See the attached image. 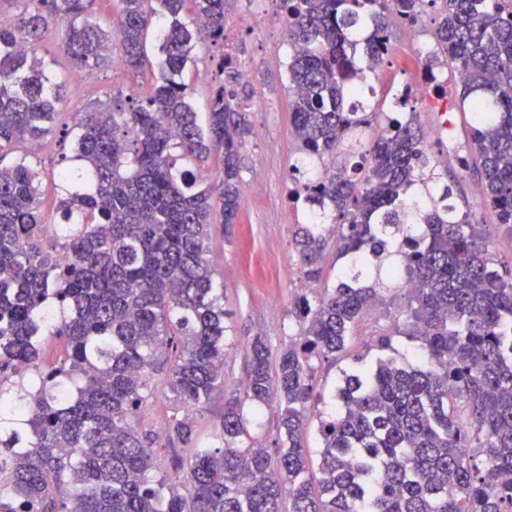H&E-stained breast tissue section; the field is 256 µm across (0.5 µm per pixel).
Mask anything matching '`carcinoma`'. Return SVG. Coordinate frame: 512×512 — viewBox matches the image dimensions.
<instances>
[{
    "label": "carcinoma",
    "instance_id": "carcinoma-1",
    "mask_svg": "<svg viewBox=\"0 0 512 512\" xmlns=\"http://www.w3.org/2000/svg\"><path fill=\"white\" fill-rule=\"evenodd\" d=\"M20 2L16 23L0 26V512H512V272L440 183L417 113L389 117L361 99L389 53L391 16L413 21L423 0H281L294 200L316 215L296 225L294 254L312 283L331 243L343 264L333 287L295 300L298 331L276 361L264 337L247 341L220 447L196 436L197 413L224 390L228 332L208 241L215 215L238 216L252 127L222 85L201 127L182 74L197 45L224 41V0H116L111 33L92 19L95 0ZM430 2L441 13L425 65L463 74L457 105L476 155L460 166H476L482 199L512 233V9ZM58 27L71 70L108 59L115 36L127 69L152 80L143 99L74 113L59 178L83 189L60 201L64 232L48 245L38 163L1 162L57 125L62 85L35 46ZM369 129L359 159L339 153ZM175 149L186 161L219 154V182L200 187ZM314 159L334 174L307 179ZM403 278L413 288L396 333L419 341L425 365L387 357L343 373L336 412L319 421L315 478L302 444L321 402L313 360L343 358L363 313ZM50 336L63 344L48 361ZM20 363L38 370L37 388L14 381ZM162 373L183 413L156 430L142 414ZM248 402L277 404L275 447L247 441ZM160 448L186 451L171 477L157 476Z\"/></svg>",
    "mask_w": 512,
    "mask_h": 512
}]
</instances>
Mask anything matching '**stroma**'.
I'll return each instance as SVG.
<instances>
[{"label": "stroma", "instance_id": "1", "mask_svg": "<svg viewBox=\"0 0 512 512\" xmlns=\"http://www.w3.org/2000/svg\"><path fill=\"white\" fill-rule=\"evenodd\" d=\"M225 13L229 28L240 30L234 46L239 64L248 67V80H239L237 72L219 73L217 59L223 54L221 45L204 44L196 50V62L183 73L191 88V102L199 120H206L211 90L225 83L233 89L253 128L239 154L240 180L260 179L262 191L250 205L241 207L237 222L231 227L215 224L209 239V259L215 277L224 286L225 323L236 341L227 345L224 357V389L216 393L201 418L198 434L201 441H213L224 412L225 397L239 393L248 367L245 342L263 336L272 352H279L293 337L296 326L291 314L293 300L300 291L303 276L292 250L291 240L297 224L303 223L305 211L291 200L288 192L289 170L297 155L293 136L285 62L288 39L279 19L277 0L258 5L257 0H226ZM37 52L50 64L56 80L66 92L59 109L62 126L70 124L78 108L95 101L125 99L131 93L146 92L148 80L113 70L103 64L91 70L88 81L75 85L69 61L61 50V34L51 29L37 46ZM209 72V81H201L200 72ZM454 148L439 147L435 151L438 171L444 180L456 183L457 202L470 213L474 223L485 225L486 236L495 242L494 258L499 267H512V251L499 249L498 242L507 232L496 222L494 212L483 205L476 191L478 180L465 172L458 159L473 155L469 117L454 112ZM60 130L34 144L21 145V152L31 154L39 162L43 186L41 210L46 223L59 221L57 172L62 156L70 155V140ZM403 294H396L380 307L366 312L354 333L348 338V354L337 361L317 363L315 387L324 398H333L344 369L375 363L382 351L376 340L390 336L391 357L414 367L421 358L416 340L395 332L402 319Z\"/></svg>", "mask_w": 512, "mask_h": 512}]
</instances>
